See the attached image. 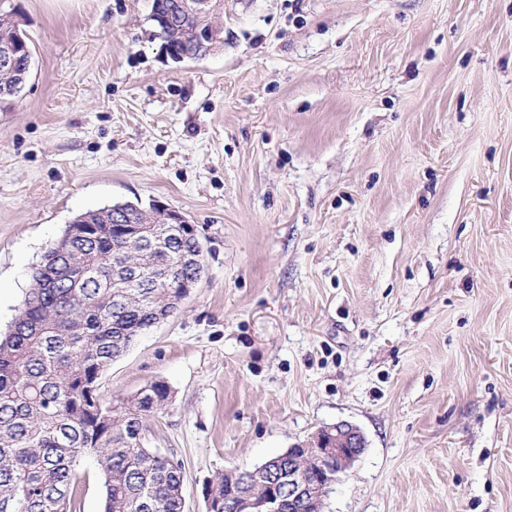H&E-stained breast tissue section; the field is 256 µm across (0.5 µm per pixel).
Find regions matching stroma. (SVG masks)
<instances>
[{"label":"stroma","instance_id":"obj_1","mask_svg":"<svg viewBox=\"0 0 512 512\" xmlns=\"http://www.w3.org/2000/svg\"><path fill=\"white\" fill-rule=\"evenodd\" d=\"M0 8L35 56L0 99V332L74 216L162 201L205 273L99 384L169 386L144 442L185 512L340 421L367 445L324 512H512V0H224L180 63L152 0Z\"/></svg>","mask_w":512,"mask_h":512}]
</instances>
